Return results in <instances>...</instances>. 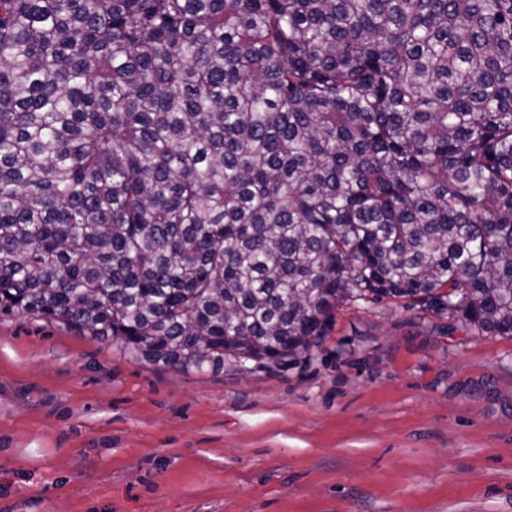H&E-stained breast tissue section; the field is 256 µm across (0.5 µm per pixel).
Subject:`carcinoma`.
I'll return each mask as SVG.
<instances>
[{
  "mask_svg": "<svg viewBox=\"0 0 512 512\" xmlns=\"http://www.w3.org/2000/svg\"><path fill=\"white\" fill-rule=\"evenodd\" d=\"M512 336V0H0V314L186 374L345 301Z\"/></svg>",
  "mask_w": 512,
  "mask_h": 512,
  "instance_id": "1",
  "label": "carcinoma"
}]
</instances>
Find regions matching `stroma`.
<instances>
[{
    "mask_svg": "<svg viewBox=\"0 0 512 512\" xmlns=\"http://www.w3.org/2000/svg\"><path fill=\"white\" fill-rule=\"evenodd\" d=\"M0 512H512V336L347 301L312 360L189 375L0 316Z\"/></svg>",
    "mask_w": 512,
    "mask_h": 512,
    "instance_id": "1",
    "label": "stroma"
}]
</instances>
